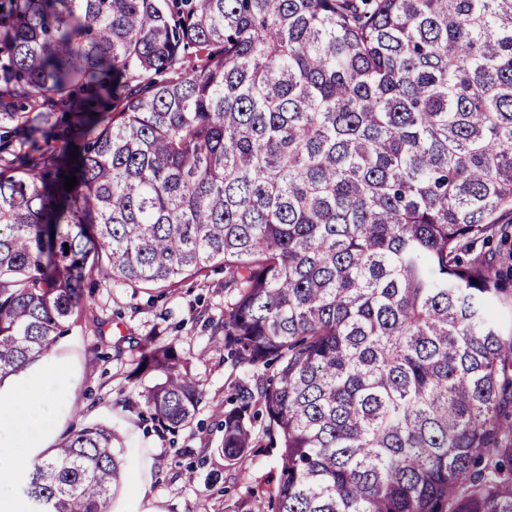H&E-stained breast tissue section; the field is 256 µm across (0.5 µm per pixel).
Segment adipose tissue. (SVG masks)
<instances>
[{"mask_svg":"<svg viewBox=\"0 0 512 512\" xmlns=\"http://www.w3.org/2000/svg\"><path fill=\"white\" fill-rule=\"evenodd\" d=\"M67 367L56 365L43 375L20 383L11 404L0 408V512H6L9 499L5 494L13 474L28 466V459L19 457L14 445L23 437L32 438L34 446H44L49 439V424L56 415L54 389L68 384Z\"/></svg>","mask_w":512,"mask_h":512,"instance_id":"obj_1","label":"adipose tissue"}]
</instances>
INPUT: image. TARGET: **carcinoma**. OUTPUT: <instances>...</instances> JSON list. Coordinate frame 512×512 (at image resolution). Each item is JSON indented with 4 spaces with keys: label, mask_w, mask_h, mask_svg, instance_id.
I'll list each match as a JSON object with an SVG mask.
<instances>
[{
    "label": "carcinoma",
    "mask_w": 512,
    "mask_h": 512,
    "mask_svg": "<svg viewBox=\"0 0 512 512\" xmlns=\"http://www.w3.org/2000/svg\"><path fill=\"white\" fill-rule=\"evenodd\" d=\"M0 23V381L86 275L222 262L217 342L274 374L236 385L218 453L263 413L281 463L237 512H512V288L470 257L512 214V0H0ZM102 88L75 136L17 138ZM143 373L155 429L190 424L175 347L141 348ZM115 441L90 423L37 459L27 512H109Z\"/></svg>",
    "instance_id": "cac0c4a2"
}]
</instances>
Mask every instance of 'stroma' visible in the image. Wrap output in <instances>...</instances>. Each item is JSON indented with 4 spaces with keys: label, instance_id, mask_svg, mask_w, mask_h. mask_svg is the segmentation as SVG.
Instances as JSON below:
<instances>
[{
    "label": "stroma",
    "instance_id": "35a3bbf8",
    "mask_svg": "<svg viewBox=\"0 0 512 512\" xmlns=\"http://www.w3.org/2000/svg\"><path fill=\"white\" fill-rule=\"evenodd\" d=\"M83 292L68 332L39 360L73 371L52 443L90 423L111 426L128 474L150 463L152 492L166 512H234L248 493L273 487L280 460L269 447L267 418L253 421V451L238 464L225 465L218 453L226 400L235 383L251 378L226 361L215 341L214 328L230 302L223 266L167 288L123 287L93 275ZM148 342L173 344L204 390L192 422L172 435L156 432L145 409L140 393L148 378L131 375Z\"/></svg>",
    "mask_w": 512,
    "mask_h": 512
}]
</instances>
